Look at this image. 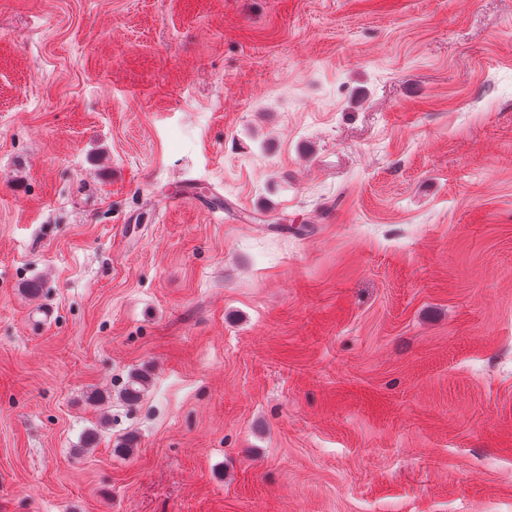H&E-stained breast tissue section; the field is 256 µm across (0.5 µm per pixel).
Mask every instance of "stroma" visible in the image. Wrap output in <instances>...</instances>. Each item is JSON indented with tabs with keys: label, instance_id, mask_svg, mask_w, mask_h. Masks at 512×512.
I'll list each match as a JSON object with an SVG mask.
<instances>
[{
	"label": "stroma",
	"instance_id": "1",
	"mask_svg": "<svg viewBox=\"0 0 512 512\" xmlns=\"http://www.w3.org/2000/svg\"><path fill=\"white\" fill-rule=\"evenodd\" d=\"M0 512H512V0H0ZM149 384V376L145 372L132 374L124 387L122 397L130 404H135L143 397Z\"/></svg>",
	"mask_w": 512,
	"mask_h": 512
}]
</instances>
